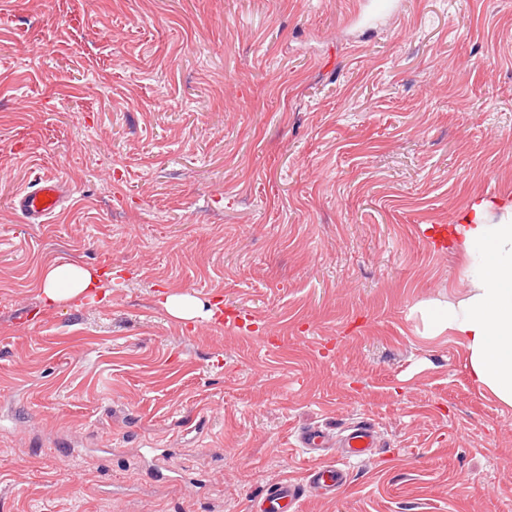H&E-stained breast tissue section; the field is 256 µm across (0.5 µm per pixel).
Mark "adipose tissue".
I'll return each instance as SVG.
<instances>
[{"label": "adipose tissue", "instance_id": "1", "mask_svg": "<svg viewBox=\"0 0 512 512\" xmlns=\"http://www.w3.org/2000/svg\"><path fill=\"white\" fill-rule=\"evenodd\" d=\"M447 235L468 260L469 290L460 300L428 306L432 331L460 338L473 381L512 407V198L470 203ZM102 283L98 271L59 264L44 271L41 293L47 305L79 307Z\"/></svg>", "mask_w": 512, "mask_h": 512}]
</instances>
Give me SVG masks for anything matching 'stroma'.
Listing matches in <instances>:
<instances>
[{
  "label": "stroma",
  "mask_w": 512,
  "mask_h": 512,
  "mask_svg": "<svg viewBox=\"0 0 512 512\" xmlns=\"http://www.w3.org/2000/svg\"><path fill=\"white\" fill-rule=\"evenodd\" d=\"M358 2L0 0V512H257L362 419L299 512H512V408L421 314L468 287L433 227L512 197V0ZM67 262L107 300L45 307ZM65 191L58 177L45 175L16 197V206L31 224H44L59 209ZM377 432L374 425L367 420H361L344 431L336 442L323 429L300 430L297 440L301 448L312 457L324 455L326 448H343L350 459H370L373 448L376 447Z\"/></svg>",
  "instance_id": "stroma-1"
}]
</instances>
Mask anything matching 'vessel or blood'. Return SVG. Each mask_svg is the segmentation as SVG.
Wrapping results in <instances>:
<instances>
[{"label": "vessel or blood", "instance_id": "obj_1", "mask_svg": "<svg viewBox=\"0 0 512 512\" xmlns=\"http://www.w3.org/2000/svg\"><path fill=\"white\" fill-rule=\"evenodd\" d=\"M64 193V183L56 176L46 175L39 178L34 187L17 196L16 206L30 223L43 224L59 209ZM376 439V429L367 420L356 422L337 439L322 429L299 431L300 446L316 457L318 463L307 470L303 480L272 483L263 496V512H293L294 506L312 491L335 493L346 484L347 473L337 464L322 463L325 450L337 446L343 448L348 458L366 460L372 455Z\"/></svg>", "mask_w": 512, "mask_h": 512}]
</instances>
